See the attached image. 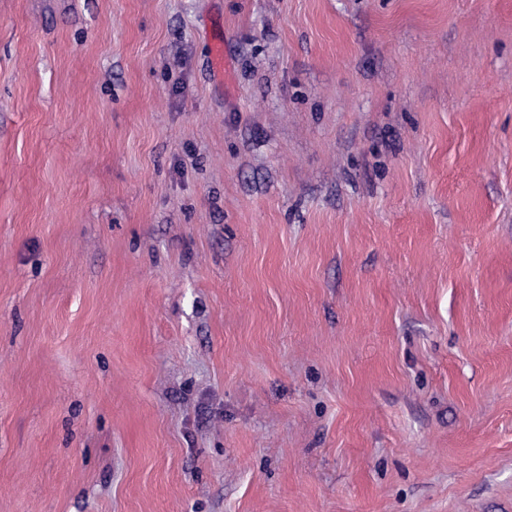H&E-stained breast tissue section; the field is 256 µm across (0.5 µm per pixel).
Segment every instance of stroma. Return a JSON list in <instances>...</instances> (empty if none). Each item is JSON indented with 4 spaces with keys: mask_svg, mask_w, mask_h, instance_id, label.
Returning a JSON list of instances; mask_svg holds the SVG:
<instances>
[{
    "mask_svg": "<svg viewBox=\"0 0 512 512\" xmlns=\"http://www.w3.org/2000/svg\"><path fill=\"white\" fill-rule=\"evenodd\" d=\"M0 512H512V0H0Z\"/></svg>",
    "mask_w": 512,
    "mask_h": 512,
    "instance_id": "obj_1",
    "label": "stroma"
}]
</instances>
